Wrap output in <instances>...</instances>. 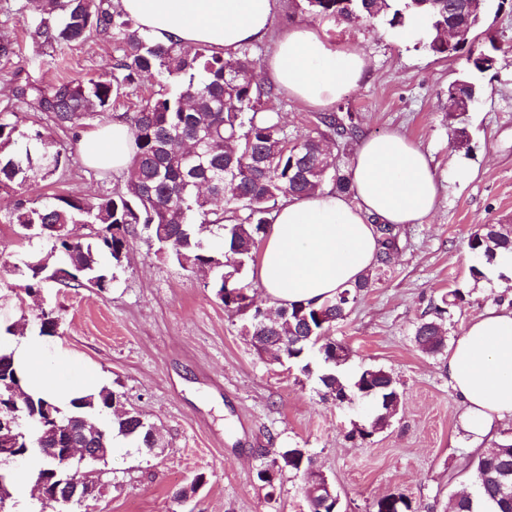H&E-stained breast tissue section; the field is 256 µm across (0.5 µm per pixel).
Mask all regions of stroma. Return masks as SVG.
Masks as SVG:
<instances>
[{
    "label": "stroma",
    "instance_id": "35a3bbf8",
    "mask_svg": "<svg viewBox=\"0 0 512 512\" xmlns=\"http://www.w3.org/2000/svg\"><path fill=\"white\" fill-rule=\"evenodd\" d=\"M33 8L32 0H0V37L16 45L15 55L0 58V111L15 106L18 88L98 76L114 55L111 40L96 35L43 54L27 34ZM296 23L368 56L369 73L341 100L343 111L359 116L364 137L407 135L440 185L438 208L424 223L397 227L388 266L332 330L352 351L340 373L351 380L364 368H383L398 383L399 407L383 431L354 437L374 401L326 398L319 359L306 375L258 354L243 332L249 313L225 309L203 275L163 258L143 234L122 266L112 267L109 288L49 282L33 298L19 266L50 245L0 222V254L11 265L0 269V322L35 336L42 310L54 311L59 329L51 344L98 368L125 407L159 432L151 452L113 438L96 512H308L303 476L282 470L270 486L256 477L291 448L305 449L328 477L341 512H376L387 495L407 498L416 512H445L453 492L473 486L466 459L512 441V425L478 443L464 434L442 355H426L413 341L415 324L433 317L442 294L464 296L443 315L451 341L472 316L512 294L506 274L473 279L467 248L481 225L512 221V0L490 9L484 31L475 32L476 47L497 44L496 64L473 74L481 93L469 111L455 114L448 87L468 71L465 58L433 55L421 38L402 42L380 18L350 27L310 17L303 0H276L275 28ZM458 135L467 141L462 153L452 146ZM54 137L65 167L30 188V197H93L121 186L85 164L77 129ZM198 472L206 475L198 494L185 505L175 501L174 492Z\"/></svg>",
    "mask_w": 512,
    "mask_h": 512
}]
</instances>
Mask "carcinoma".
Segmentation results:
<instances>
[{
	"label": "carcinoma",
	"mask_w": 512,
	"mask_h": 512,
	"mask_svg": "<svg viewBox=\"0 0 512 512\" xmlns=\"http://www.w3.org/2000/svg\"><path fill=\"white\" fill-rule=\"evenodd\" d=\"M37 14L28 34L43 49L80 42L91 34L112 39L116 55L112 66L97 78L62 82L46 87L31 85L19 92L26 107L43 112L54 127L68 129L92 120L110 110L136 79L150 75L159 78V89L151 93L134 112L127 114L135 152L122 189L94 198L55 195L39 206L29 205L26 188L52 179L66 163V156L45 127L39 126L16 139L13 112H0V191L15 194L12 209L4 217L18 225L24 235L51 242L47 255L31 254L23 261L29 284L41 288L52 281L65 286L81 284L82 279L104 290L110 286L107 266L122 265L123 258L137 238L138 228L164 249V255L183 270L212 274V287L230 311L245 309L250 297L247 286L236 281L245 265L255 260L272 214L287 197L306 196L330 186L341 193L351 192L349 171L340 163V153L361 136L355 115L319 112L311 131L296 149L285 150L294 141L280 122L279 112L267 106L276 97L274 88L251 81L247 73L257 61L243 51L224 58L205 46L185 47L161 44L140 32L132 19L106 3V0H38ZM312 18H330L349 25L382 17L395 29L415 18L427 23L430 50L445 54L438 44L440 30L453 20L468 17L465 0H306ZM328 142L337 153L325 151ZM235 215L226 224L219 211ZM85 224L98 225L86 237L79 234ZM216 227L222 231L223 246L209 247L198 229ZM379 252L375 265L388 258L395 241L375 228ZM468 249L480 261L491 263L502 250H512V226L484 224L468 239ZM372 287V276L339 292L319 306L294 304L281 308L271 317L255 307L251 314V338L264 351L281 353L287 359L305 363L313 340L326 336L339 321L347 318L351 305L365 289ZM463 301L460 291L441 297L436 317L422 320L413 332L416 346L425 354L438 355L445 348L441 315L445 306ZM318 354L325 369L318 380L338 403L358 394L377 400L369 425L357 429L363 440L388 426L385 400L400 398L391 375L381 368H366L353 381L337 372L349 355L336 357L345 345L328 340ZM23 376L11 356L0 353V408L14 418L13 444L27 459L39 461L36 480L47 471L45 451L63 448L74 440L83 448L106 459L110 436L116 432L138 442L142 448L157 446L147 423L137 412L113 415L109 428L95 434L83 429L82 420L110 410L120 398L105 387L98 397L78 398L71 409L62 411L49 400L24 390ZM52 408L56 424L39 423L44 406ZM313 466L302 448H291L280 455L278 469L305 473ZM466 468L475 480L476 498L494 512H512V443L502 444L489 453L470 457ZM205 483L204 473L195 474L178 488L174 498L183 502L194 496ZM376 512H412L409 501L390 496L377 502Z\"/></svg>",
	"instance_id": "obj_1"
}]
</instances>
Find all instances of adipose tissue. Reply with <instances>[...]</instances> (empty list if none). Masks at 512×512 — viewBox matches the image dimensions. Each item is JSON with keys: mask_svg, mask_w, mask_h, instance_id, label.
Here are the masks:
<instances>
[{"mask_svg": "<svg viewBox=\"0 0 512 512\" xmlns=\"http://www.w3.org/2000/svg\"><path fill=\"white\" fill-rule=\"evenodd\" d=\"M117 9L160 42L204 45L230 57L273 39L263 82L288 98L325 112L358 89L370 61L353 47H336L304 25L272 33L275 0H114ZM82 150L94 167L126 171L134 151L119 120L87 130ZM352 194L331 189L283 201L257 257L256 277L269 305L322 304L361 280L376 260L375 224L422 223L439 203L438 183L426 155L392 132L358 144L350 168ZM48 340L0 327V353L13 356L27 390L62 410L72 399L105 386L94 368L74 369L70 357L48 358ZM448 383L461 407V424L480 438L512 421V307L488 306L471 317L444 359Z\"/></svg>", "mask_w": 512, "mask_h": 512, "instance_id": "ef3b65f1", "label": "adipose tissue"}]
</instances>
